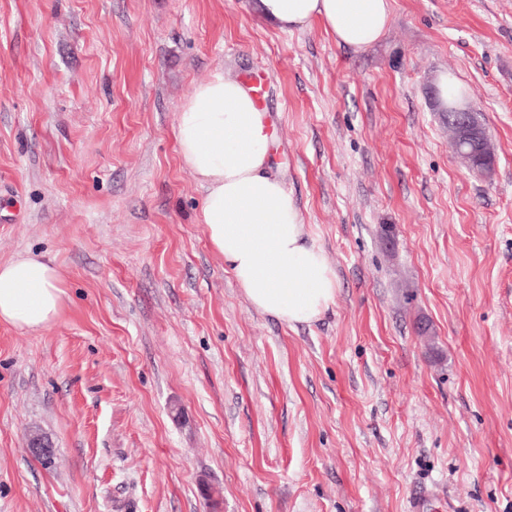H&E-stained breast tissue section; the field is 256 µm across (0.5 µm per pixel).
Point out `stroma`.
I'll use <instances>...</instances> for the list:
<instances>
[{
  "mask_svg": "<svg viewBox=\"0 0 512 512\" xmlns=\"http://www.w3.org/2000/svg\"><path fill=\"white\" fill-rule=\"evenodd\" d=\"M390 5L358 52L253 0H0V263L66 292L0 323V512H512V0ZM258 70L269 172L336 274L309 325L249 304L177 151L193 86ZM440 107L445 120L455 132L456 154L460 161L473 173L490 177L492 166L481 165L478 159L479 156L487 157L486 151L494 153L483 114L471 101L448 105V108ZM56 267L30 253L0 263V321L39 331L60 315L65 290Z\"/></svg>",
  "mask_w": 512,
  "mask_h": 512,
  "instance_id": "35a3bbf8",
  "label": "stroma"
}]
</instances>
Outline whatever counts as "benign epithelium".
I'll return each instance as SVG.
<instances>
[{
    "label": "benign epithelium",
    "mask_w": 512,
    "mask_h": 512,
    "mask_svg": "<svg viewBox=\"0 0 512 512\" xmlns=\"http://www.w3.org/2000/svg\"><path fill=\"white\" fill-rule=\"evenodd\" d=\"M444 118L453 128L457 141L456 154L473 173L481 177L492 175V167L480 164L479 157L494 151L487 133L483 114L472 102L463 101L441 108ZM30 452L47 462L52 458L53 446L48 438L34 435L30 439Z\"/></svg>",
    "instance_id": "1"
}]
</instances>
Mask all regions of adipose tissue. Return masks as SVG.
<instances>
[{"instance_id": "1", "label": "adipose tissue", "mask_w": 512, "mask_h": 512, "mask_svg": "<svg viewBox=\"0 0 512 512\" xmlns=\"http://www.w3.org/2000/svg\"><path fill=\"white\" fill-rule=\"evenodd\" d=\"M281 31L320 22L338 44L376 43L391 20L390 0H256ZM179 157L204 190L198 220L214 250L260 312L294 326L333 304L336 276L305 241L302 216L282 182L267 174V120L250 90L216 73L193 87L177 116ZM65 296L56 267L30 253L0 263V321L39 331L60 315Z\"/></svg>"}]
</instances>
